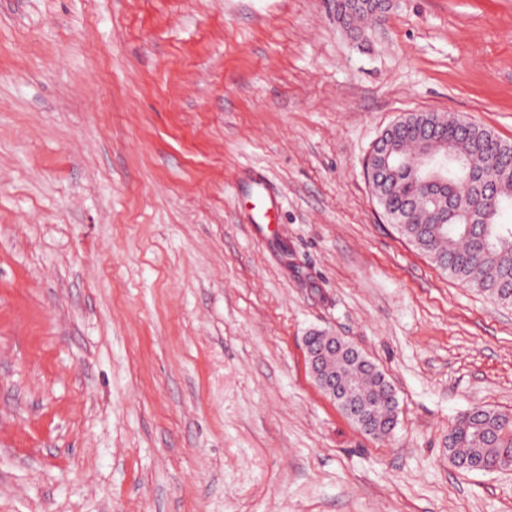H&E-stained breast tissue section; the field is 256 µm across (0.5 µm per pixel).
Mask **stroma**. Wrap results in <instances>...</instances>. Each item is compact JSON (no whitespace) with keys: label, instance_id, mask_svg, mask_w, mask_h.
Here are the masks:
<instances>
[{"label":"stroma","instance_id":"35a3bbf8","mask_svg":"<svg viewBox=\"0 0 512 512\" xmlns=\"http://www.w3.org/2000/svg\"><path fill=\"white\" fill-rule=\"evenodd\" d=\"M414 112L512 142V0L362 36L333 0H0V512H512V469L446 452L512 410V307L365 174ZM314 329L385 374V439L318 389Z\"/></svg>","mask_w":512,"mask_h":512}]
</instances>
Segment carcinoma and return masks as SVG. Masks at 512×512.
<instances>
[{
    "label": "carcinoma",
    "instance_id": "cac0c4a2",
    "mask_svg": "<svg viewBox=\"0 0 512 512\" xmlns=\"http://www.w3.org/2000/svg\"><path fill=\"white\" fill-rule=\"evenodd\" d=\"M388 132L406 166L371 180L399 234L461 284L512 306V143L454 113L418 112ZM336 379L372 412L356 423L382 438L396 423L397 398L362 354L336 346L327 360ZM448 462L461 470L512 466V411L476 407L448 432Z\"/></svg>",
    "mask_w": 512,
    "mask_h": 512
}]
</instances>
